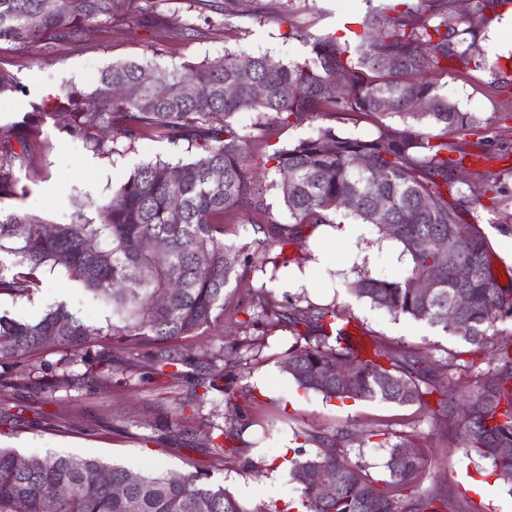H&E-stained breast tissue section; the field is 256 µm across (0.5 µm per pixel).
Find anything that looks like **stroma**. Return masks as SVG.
<instances>
[{"mask_svg": "<svg viewBox=\"0 0 512 512\" xmlns=\"http://www.w3.org/2000/svg\"><path fill=\"white\" fill-rule=\"evenodd\" d=\"M370 8L369 0H297L292 7L286 0H117L115 17L93 24L81 37H49L24 47L0 42V73L18 85L17 90L0 93V124L20 119L31 104L49 98L67 106L68 90L87 86L101 69L118 61L149 59L172 68L245 52L300 62L308 57L310 47L288 38L290 25L323 37L359 23ZM473 53L483 59L482 68L463 72L452 68L434 73L432 80L459 110L480 119L481 130L447 131L436 126L432 132L469 157L470 173H489L498 179L502 193L497 204L480 199L472 204L469 221L488 240L492 272L500 288L512 289V85L498 82L500 72L512 74V50L492 57L479 40ZM65 122L62 116L47 118L42 137L49 147L42 151L36 172L24 181L26 195L0 203L1 209L35 213L52 224L66 223L74 211L88 210L90 202L106 201L115 181L136 164L157 157L172 162L190 157L186 147H173L159 137L132 145L121 138L116 153L97 155L66 133ZM384 123L398 130L405 127L400 118L384 121L360 112H325L288 125L267 119L265 134L251 141L249 151L255 162L252 173L265 188L269 220L286 224L290 218L272 184L274 170L266 162L268 155L313 135L320 126L335 128L343 136L371 137ZM335 230L336 237L327 238L321 226L304 227L290 247V255L310 269L306 287L289 288L281 276L267 282L258 272L231 282L224 290L223 317L188 339V346L200 355L219 348L232 353L224 366L222 390L211 391L200 408L185 410L181 418L183 429L201 436L215 425L235 427L237 436L225 442L223 453L160 440L156 419L173 414L190 386L166 377L147 379V359L128 348L118 354L131 365L124 372L90 371L82 362L73 363V373L91 372L92 385L46 392V419L26 412L23 424L0 431V447L35 458L92 456L134 471L153 466L176 474L207 472L248 512H292L301 489L285 467L287 460L315 454V436L343 432L349 459L362 465L386 497L437 496L447 501V512H512V489L497 482L489 461L467 455L458 441L461 407L476 388L477 375L461 379L448 402L439 386L422 406L380 400L329 402L297 389L284 369L285 353L296 341L288 327L272 326L265 317L246 322L244 311L254 307L263 286L269 300L281 306L335 305L366 336L399 357H417L431 370L450 355L466 351L459 338L355 297L349 282L365 275L402 279L410 260L399 243L374 225H358L352 238L343 237V225ZM318 250L328 254L327 263L314 264ZM60 302L84 321H105V312L77 285L53 277L31 298L0 297V311L36 320ZM260 376L266 379L262 390L255 384ZM396 441L405 442L423 459L405 489L386 481L388 445ZM476 481L494 484V496L475 492Z\"/></svg>", "mask_w": 512, "mask_h": 512, "instance_id": "stroma-1", "label": "stroma"}]
</instances>
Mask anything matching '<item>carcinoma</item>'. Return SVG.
Wrapping results in <instances>:
<instances>
[{
  "instance_id": "cac0c4a2",
  "label": "carcinoma",
  "mask_w": 512,
  "mask_h": 512,
  "mask_svg": "<svg viewBox=\"0 0 512 512\" xmlns=\"http://www.w3.org/2000/svg\"><path fill=\"white\" fill-rule=\"evenodd\" d=\"M0 0V41L25 44L44 35L68 39L111 17L115 0ZM501 0H476L472 10L453 15L448 0H389L367 13L361 32L339 43L333 37L309 40L296 25L288 37L311 43L303 62L285 64L267 55L226 54L200 64L159 70L151 61L115 62L88 88L68 94L74 109L64 129L96 154L111 155L112 140L100 131L113 128L134 144L159 136L197 150L185 163L157 159L136 166L98 205L94 216L77 212L68 224L48 225L38 214L0 211V296L30 297L48 277L79 283L110 316L104 326L86 323L65 303L37 321L0 315V392L34 398L49 389L86 380L100 366H112L115 344L140 350L151 375L186 379L190 391L177 412L195 409L224 379V350L200 362L181 346L224 313V290L237 268L253 267V256L280 246L278 262L309 224H333L345 211L364 224L393 225L391 237L410 256L401 281L363 276L350 284L358 297L396 316L425 321L465 343L491 347L495 364L479 372L469 412L460 422L465 451L491 462L494 475L512 485V343L493 344L496 321L512 314L493 275L489 247L481 230L466 221L472 199L456 192L465 156L448 155V142L429 126L473 130L476 118L460 111L429 80L448 65L480 66L472 52L491 21L486 10ZM233 85L235 93L224 94ZM240 112L267 114L282 123L318 112H369L411 119L417 127L385 126L369 139L341 136L332 127L275 151L269 160L279 179L275 187L292 222L254 229L256 237L237 246L224 243L226 210L264 214L263 191L248 166L251 133L234 125ZM52 115L35 105L20 121L0 125V201L26 194L20 174L35 170L41 130ZM388 201L385 218L375 202ZM349 202L343 206V202ZM179 203L178 217L172 216ZM446 241L442 251L432 240ZM430 278L435 288L422 295L414 280ZM468 305L456 307L459 293ZM306 341L291 345L284 364L297 388L331 401L379 399L397 405L425 403L433 375L420 360H400L375 341L352 344L353 321L334 307L274 310L259 304ZM49 345L70 355L54 363L33 360ZM87 365L86 373L69 370ZM474 369L456 355L442 365L453 384ZM233 432L219 428L203 446L223 452ZM322 449L293 460L291 475L301 486L304 512H443L435 499L395 501L380 495L362 466L348 461L337 438H320ZM420 468L416 453L402 442L390 445L386 469L391 483L404 486ZM108 481L93 484L91 473ZM335 485L321 496L319 480ZM124 486L120 494L112 486ZM249 512L210 475L172 476L146 467L139 472L92 457H47L33 462L12 448H0V512Z\"/></svg>"
}]
</instances>
